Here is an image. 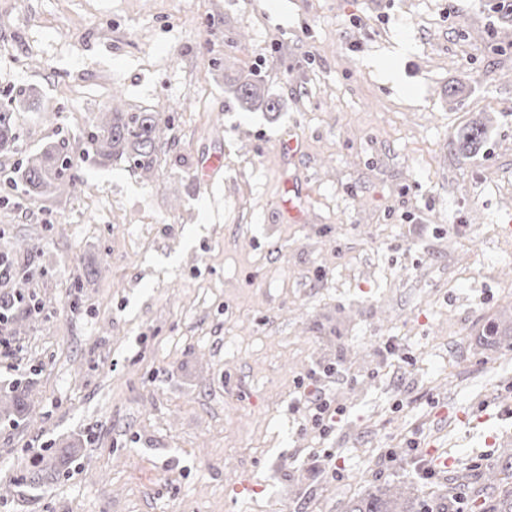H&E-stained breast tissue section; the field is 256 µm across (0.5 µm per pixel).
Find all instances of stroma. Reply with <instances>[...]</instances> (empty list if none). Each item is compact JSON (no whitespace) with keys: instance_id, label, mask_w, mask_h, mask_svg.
I'll return each instance as SVG.
<instances>
[{"instance_id":"stroma-1","label":"stroma","mask_w":512,"mask_h":512,"mask_svg":"<svg viewBox=\"0 0 512 512\" xmlns=\"http://www.w3.org/2000/svg\"><path fill=\"white\" fill-rule=\"evenodd\" d=\"M243 76L280 111L240 107ZM20 88L35 105L0 155V252L39 246L45 309L0 364L32 404L0 423V512H344L371 482H475L512 448V348L479 341L512 318L498 0H0V104ZM115 97L168 126L152 177L92 161ZM59 141L81 191L24 195L19 163ZM335 361L345 416L324 439L291 403ZM413 429L428 480L402 448ZM73 442L67 474L22 482L38 449Z\"/></svg>"}]
</instances>
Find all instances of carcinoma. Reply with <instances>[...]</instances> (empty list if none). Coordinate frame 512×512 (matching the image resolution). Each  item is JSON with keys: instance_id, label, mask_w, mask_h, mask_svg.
I'll return each mask as SVG.
<instances>
[{"instance_id": "carcinoma-1", "label": "carcinoma", "mask_w": 512, "mask_h": 512, "mask_svg": "<svg viewBox=\"0 0 512 512\" xmlns=\"http://www.w3.org/2000/svg\"><path fill=\"white\" fill-rule=\"evenodd\" d=\"M29 98V92L21 89L7 104L0 105V153L18 151L19 133L13 104ZM233 98L242 106L261 103L270 112L280 109L278 99L261 95L259 85L248 79L235 81ZM166 129L156 112H128L122 105L110 102L98 112L93 123L90 141L95 160L100 165H107L118 158L124 159L130 167L141 170L149 178L154 172ZM482 135L483 131L478 126L462 129L456 139L458 151L467 154ZM64 149L63 143L51 144L40 153L25 158L17 175L25 191L52 197L81 190L83 180L79 170ZM17 256L16 250L3 253L8 270L0 277V284H15L14 288L0 294V300L6 302L3 313L7 331L21 327L31 316L23 285L32 281L30 275L40 273L38 266L30 261L21 264ZM511 334L512 327L505 329L500 321L495 320L485 326L480 340L486 345L496 346L502 343L503 337ZM29 395L28 383L21 380L15 381L10 390L0 393V420L14 426L27 422L31 418ZM78 451L76 446L45 449L22 479L31 484H41L65 468ZM413 486L411 480H404L399 486L371 484L364 494L347 506L345 512H427V506L434 512H457L458 504L454 497L444 494L434 499L423 498L412 493ZM465 507L474 508L477 512H512V448L501 449L496 464L480 475L466 497Z\"/></svg>"}]
</instances>
